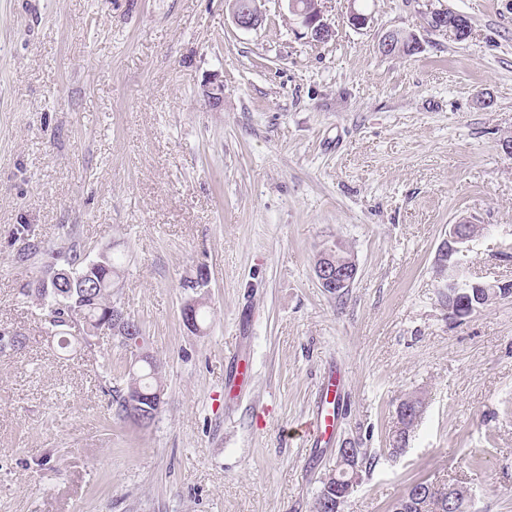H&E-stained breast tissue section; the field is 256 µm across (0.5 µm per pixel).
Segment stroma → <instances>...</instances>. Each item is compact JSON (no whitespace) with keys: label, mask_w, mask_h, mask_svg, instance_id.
Wrapping results in <instances>:
<instances>
[{"label":"stroma","mask_w":512,"mask_h":512,"mask_svg":"<svg viewBox=\"0 0 512 512\" xmlns=\"http://www.w3.org/2000/svg\"><path fill=\"white\" fill-rule=\"evenodd\" d=\"M321 6L325 43L287 0L251 30L229 0H0V329L22 338L0 353V512H312L349 440L369 458L344 512H392L422 480L512 512V298L455 322L434 272L465 218L485 228L472 278L512 282V0ZM440 8L467 40L431 27ZM391 29L419 50L381 54ZM23 224L43 251L20 263ZM72 232L124 258L115 296L161 365L149 427L112 406L116 338L60 348L21 293ZM334 240L359 267L341 298L314 274ZM334 373L336 431L305 441ZM407 398L423 415L394 457Z\"/></svg>","instance_id":"1"}]
</instances>
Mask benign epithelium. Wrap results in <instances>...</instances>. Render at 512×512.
Returning <instances> with one entry per match:
<instances>
[{"label":"benign epithelium","mask_w":512,"mask_h":512,"mask_svg":"<svg viewBox=\"0 0 512 512\" xmlns=\"http://www.w3.org/2000/svg\"><path fill=\"white\" fill-rule=\"evenodd\" d=\"M289 10L295 14L302 25L307 28L312 40L324 42L332 37L331 28L324 22L321 9V0H288ZM448 9H437L432 12L431 19L437 22L436 30L455 39L459 36L457 23L448 21ZM232 19L241 29H253L263 21L261 8L253 5L242 7L235 3L231 8ZM409 43L411 49L417 48V41L411 34L390 30L385 32L380 41L379 49L384 54H393L398 47ZM482 232L479 225L470 220L460 221L448 225V233L442 239L436 255L435 265L437 278L440 283L442 306L448 311V318L458 321L480 311L484 306V295L489 291H501L508 296L512 294V283L488 284L476 282L467 275L466 257L473 251ZM314 271L321 287L330 294L344 293L354 282L358 266L354 256L341 243L324 246L316 259ZM202 301L196 297L190 298L182 308L184 325L192 332L200 331L197 322V312ZM112 334L120 337H132L138 331L137 322L124 312H112V321L109 324ZM159 392L135 395L132 405L136 407V416L144 423L150 421L149 406L155 405ZM339 461L336 471L332 472L336 482L330 485L332 494L329 495L326 505L339 509L351 494L355 480L352 475L357 458L355 449L341 448L338 451ZM448 493V509L451 512H460L462 503L469 497L468 489L457 484L442 487Z\"/></svg>","instance_id":"obj_1"}]
</instances>
